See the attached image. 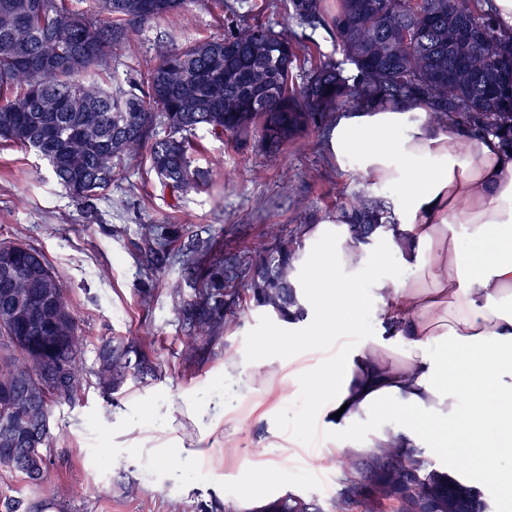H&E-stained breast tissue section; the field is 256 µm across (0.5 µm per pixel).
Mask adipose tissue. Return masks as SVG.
I'll list each match as a JSON object with an SVG mask.
<instances>
[{
  "label": "adipose tissue",
  "instance_id": "ef3b65f1",
  "mask_svg": "<svg viewBox=\"0 0 512 512\" xmlns=\"http://www.w3.org/2000/svg\"><path fill=\"white\" fill-rule=\"evenodd\" d=\"M325 148L341 167L358 157L368 190L406 193L371 244L353 248L349 212L307 230L298 304L280 326L315 346L350 335L365 279L378 313L372 338L302 374L322 393L316 421L340 454L394 441L445 457L464 438L512 458V151L443 124L423 98L340 110ZM391 259L406 276L373 278ZM374 414L379 422L359 432Z\"/></svg>",
  "mask_w": 512,
  "mask_h": 512
}]
</instances>
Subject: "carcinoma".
Returning a JSON list of instances; mask_svg holds the SVG:
<instances>
[{
  "label": "carcinoma",
  "mask_w": 512,
  "mask_h": 512,
  "mask_svg": "<svg viewBox=\"0 0 512 512\" xmlns=\"http://www.w3.org/2000/svg\"><path fill=\"white\" fill-rule=\"evenodd\" d=\"M42 0H0V141L35 151L58 184L88 205L106 191L125 160L148 148L147 160L161 185L174 194L201 187L191 155L201 145L199 130L235 146H258L270 153L297 141L308 129L334 118L345 105H367L426 97L435 111L458 124L498 137L512 150V41L502 38L484 0H470L467 20L496 49L470 84L448 92V75L464 55L448 46V0H338L325 12L323 0H288L295 22L327 28L354 73L324 59L315 44L305 45L291 30L272 24L231 26L221 37L171 47L140 78L104 86L92 75L108 69L127 34L196 0H158V16L132 20L128 0H94L80 11L71 0H52L67 36L58 40ZM242 16L263 13L266 0H236ZM175 70L200 73L195 102L170 91ZM355 243L370 238L393 220L385 201L357 196L351 204ZM308 225L297 224L288 237L272 226L253 249L217 256L212 240L197 241L182 262L200 287L189 297L174 293L179 320L187 329L185 367L216 354L225 330L242 308L277 316L297 304L294 275L303 255ZM178 230L145 226L139 250L155 269L174 257ZM9 261L14 276H0V306L14 296L26 300V314L0 322V389L26 394L49 419L55 404L76 401L83 379L84 347L77 318L63 286L43 254L21 243H0V265ZM95 377L106 394L155 374L147 343L106 337L97 347ZM65 368L69 385L53 389L50 376ZM25 414V406L0 399V435ZM49 426L41 425L33 446L15 437L0 442V470L22 474L37 484L48 468ZM336 469L341 488L325 510L316 500L284 495L252 512H382L396 502L409 512L401 489L409 477L435 501L438 512H490L475 486L431 468L413 449L393 441L368 456L341 455ZM368 479L370 494L347 491L346 483Z\"/></svg>",
  "instance_id": "carcinoma-1"
}]
</instances>
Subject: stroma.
<instances>
[{
    "label": "stroma",
    "mask_w": 512,
    "mask_h": 512,
    "mask_svg": "<svg viewBox=\"0 0 512 512\" xmlns=\"http://www.w3.org/2000/svg\"><path fill=\"white\" fill-rule=\"evenodd\" d=\"M223 32L213 14L192 6L130 32L111 70L125 80L147 70L166 48ZM324 134L310 129L276 155L207 137V152L194 159L205 184L177 197L137 156L90 213L34 152L0 146V242L23 243L49 261L78 318L85 372L76 403L51 408L44 480L33 484L0 471V512L16 499L32 512H199L214 496L251 512L288 491L329 505L339 478L328 453L335 438L313 420L317 395L298 379L301 369L332 359L341 346L373 336L369 284L358 289L352 335L304 346L280 331L274 315L250 308L215 355L189 374L173 294H192V279L177 262L146 273L137 249L146 224L176 225L181 244L211 238L228 252L252 246L267 225L287 230L349 205L365 186L354 171L336 168L324 152ZM146 289L152 293L147 302ZM113 335L153 340L157 375L108 396L96 387L92 370L101 339ZM259 350L271 360L250 365L260 391L246 401L225 377L224 360H248ZM196 412L203 413L202 423L194 422ZM169 448L180 449L176 460L166 456ZM465 456L481 458L477 449L461 446L455 455L428 461L479 487L492 512H502L492 470L459 469Z\"/></svg>",
    "instance_id": "obj_1"
}]
</instances>
